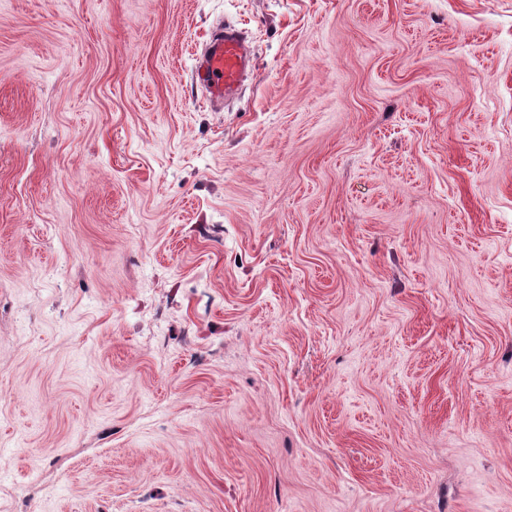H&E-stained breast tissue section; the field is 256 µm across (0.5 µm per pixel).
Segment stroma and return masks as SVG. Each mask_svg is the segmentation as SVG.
I'll use <instances>...</instances> for the list:
<instances>
[{
	"mask_svg": "<svg viewBox=\"0 0 512 512\" xmlns=\"http://www.w3.org/2000/svg\"><path fill=\"white\" fill-rule=\"evenodd\" d=\"M17 496L512 512V0H0ZM254 68V55L244 33L228 24L219 27L204 45L196 58L193 78L210 103H219L238 95Z\"/></svg>",
	"mask_w": 512,
	"mask_h": 512,
	"instance_id": "1",
	"label": "stroma"
}]
</instances>
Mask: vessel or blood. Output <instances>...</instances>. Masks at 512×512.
Wrapping results in <instances>:
<instances>
[{"mask_svg":"<svg viewBox=\"0 0 512 512\" xmlns=\"http://www.w3.org/2000/svg\"><path fill=\"white\" fill-rule=\"evenodd\" d=\"M254 55L244 33L233 25L218 28L196 58L193 78L209 102L219 103L238 95Z\"/></svg>","mask_w":512,"mask_h":512,"instance_id":"vessel-or-blood-1","label":"vessel or blood"}]
</instances>
